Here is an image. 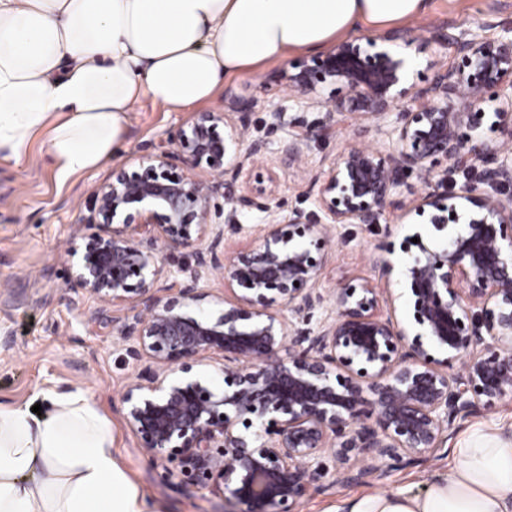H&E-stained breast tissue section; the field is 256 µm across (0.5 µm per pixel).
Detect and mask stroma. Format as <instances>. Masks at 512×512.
I'll list each match as a JSON object with an SVG mask.
<instances>
[{
    "instance_id": "stroma-1",
    "label": "stroma",
    "mask_w": 512,
    "mask_h": 512,
    "mask_svg": "<svg viewBox=\"0 0 512 512\" xmlns=\"http://www.w3.org/2000/svg\"><path fill=\"white\" fill-rule=\"evenodd\" d=\"M511 25L512 0H430L429 9L408 20L407 26L426 40L419 64L447 65L450 53L432 44L435 28L456 29L478 24ZM287 62L266 66L260 75L228 82L205 104V111H228L237 96L251 97L252 128H262L272 98L261 84L280 79ZM192 111L170 112L141 101L130 112L116 155L98 168L67 174L55 167L44 137L35 138L21 161L0 156V405L34 406L45 391L62 393L80 387L88 391L107 415L115 435L114 455L145 496L150 512H224V498L208 487L184 483L166 473L139 446L123 417L121 395L138 371L136 363L122 359L116 336L82 323L80 312L95 308L94 299L74 293L67 283L65 253L84 203L98 189L113 167L130 163L146 146L174 135L189 121ZM350 143L381 147L384 135L376 127L358 131L342 122L333 133L312 140L304 163L272 161V188L284 211L312 210L313 198L305 191L311 175L330 163ZM394 224L368 227L341 224L333 231L321 287L334 288L356 278H373L369 257L396 237ZM480 427L512 438V400L491 413L460 422L454 434L425 462L395 467L380 481L367 484H334L310 490L298 512H330L338 501L365 491L420 493L436 474L447 472L452 450L466 434Z\"/></svg>"
}]
</instances>
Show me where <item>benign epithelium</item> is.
Wrapping results in <instances>:
<instances>
[{
	"label": "benign epithelium",
	"mask_w": 512,
	"mask_h": 512,
	"mask_svg": "<svg viewBox=\"0 0 512 512\" xmlns=\"http://www.w3.org/2000/svg\"><path fill=\"white\" fill-rule=\"evenodd\" d=\"M486 28L437 30L452 61L425 86L410 81L411 53L426 49L410 29L291 65L288 91L330 90L314 126L281 104L267 112L268 128L288 131L292 165L346 119L395 116L386 147L350 144L310 177L314 211L278 217L268 141L252 135L245 99L234 118L197 113L86 203L80 223L97 231L67 250L70 288L104 303L91 320L124 358L147 362L122 393L124 419L145 454L222 494L227 512H297L328 479L380 480L512 399V27ZM473 170L487 189L448 187V173ZM413 174L425 191L407 204ZM396 211L446 240L407 234L373 255L377 279L318 287L332 226ZM251 213L259 244L226 250ZM214 276L229 292L216 316L202 306ZM401 298L408 324L380 312Z\"/></svg>",
	"instance_id": "benign-epithelium-1"
}]
</instances>
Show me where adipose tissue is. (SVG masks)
<instances>
[{
  "label": "adipose tissue",
  "instance_id": "1",
  "mask_svg": "<svg viewBox=\"0 0 512 512\" xmlns=\"http://www.w3.org/2000/svg\"><path fill=\"white\" fill-rule=\"evenodd\" d=\"M429 0H0V155L46 135L66 173L111 159L137 102L170 111L289 54L426 12ZM43 413L0 406V512H147L112 423L77 388ZM336 512H512V439L473 431L420 495L370 491Z\"/></svg>",
  "mask_w": 512,
  "mask_h": 512
}]
</instances>
